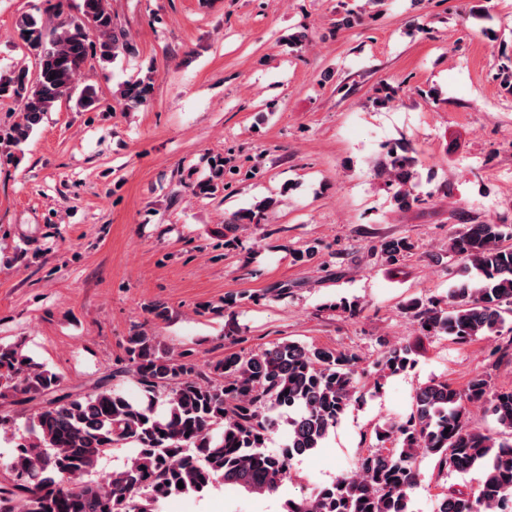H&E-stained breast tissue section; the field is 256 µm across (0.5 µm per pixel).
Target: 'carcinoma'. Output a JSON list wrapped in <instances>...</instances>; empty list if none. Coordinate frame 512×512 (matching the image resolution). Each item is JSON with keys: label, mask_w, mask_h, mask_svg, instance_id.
Here are the masks:
<instances>
[{"label": "carcinoma", "mask_w": 512, "mask_h": 512, "mask_svg": "<svg viewBox=\"0 0 512 512\" xmlns=\"http://www.w3.org/2000/svg\"><path fill=\"white\" fill-rule=\"evenodd\" d=\"M16 28L34 55L35 73L21 67L0 75V100L22 112L20 121L0 128V149L9 156L59 100L95 110L98 90L79 86L82 70L94 59L110 62L132 50L114 29L111 0H81L78 15L52 28L25 13ZM152 90L150 75L124 82L117 103L127 111L143 108ZM211 161L207 178L194 186L197 195H214L233 173L223 157ZM417 166L415 150L402 144L377 169L402 209L420 202ZM275 205L268 198L234 212L225 229L260 224ZM505 236L503 225L486 221L450 235L448 253L462 257L474 276L444 299L408 306L420 331L466 342L501 330L512 314V247L503 244ZM411 249L405 238L380 244L388 263ZM123 348L121 366L74 394L19 345L0 346V400L22 407L0 410V432L13 440L10 456L0 459V512H157L167 498L203 497L227 485L275 495L291 479L292 461L321 447L362 398L359 357L351 351L286 339L248 354L228 348L224 357L201 363L190 352L160 348L141 325L132 327ZM413 354L410 344L391 346L379 371L405 373L415 366ZM127 376L140 391L137 399L114 383ZM483 403L501 428L499 438L470 425L471 408ZM282 424L286 442L271 452L267 443ZM375 438L376 447L358 457L352 473L311 497L286 500L284 512H411L423 458L440 472L481 471L475 492L443 496L437 512H512V387L494 388L487 373L472 372L462 389L430 380L416 389L410 414L377 427ZM115 448L128 451L123 464L93 477Z\"/></svg>", "instance_id": "carcinoma-1"}]
</instances>
